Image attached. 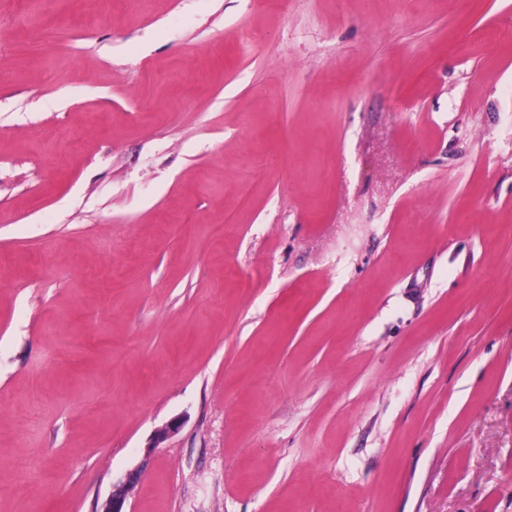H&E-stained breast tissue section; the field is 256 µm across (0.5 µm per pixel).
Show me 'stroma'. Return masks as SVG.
Wrapping results in <instances>:
<instances>
[{
    "label": "stroma",
    "instance_id": "1",
    "mask_svg": "<svg viewBox=\"0 0 512 512\" xmlns=\"http://www.w3.org/2000/svg\"><path fill=\"white\" fill-rule=\"evenodd\" d=\"M140 464L512 512V0H0V512Z\"/></svg>",
    "mask_w": 512,
    "mask_h": 512
}]
</instances>
